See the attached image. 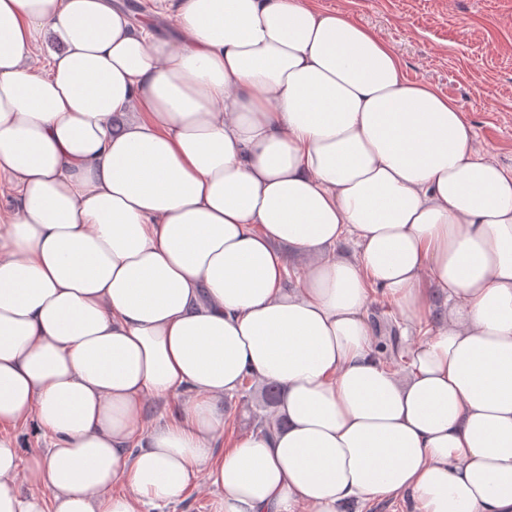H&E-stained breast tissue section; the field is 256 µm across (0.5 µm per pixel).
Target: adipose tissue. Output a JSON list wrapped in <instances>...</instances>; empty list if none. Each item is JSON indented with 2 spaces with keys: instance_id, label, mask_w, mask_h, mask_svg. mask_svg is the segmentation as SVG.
<instances>
[{
  "instance_id": "obj_1",
  "label": "adipose tissue",
  "mask_w": 512,
  "mask_h": 512,
  "mask_svg": "<svg viewBox=\"0 0 512 512\" xmlns=\"http://www.w3.org/2000/svg\"><path fill=\"white\" fill-rule=\"evenodd\" d=\"M0 187V512H155L204 472L219 512H512V168L369 29L0 0ZM375 290L409 325L447 309L406 372ZM248 376L284 424L216 451ZM367 315L374 331L375 336L373 337L375 344L382 341L376 346L381 354L383 362L390 368H394L402 363H407V357L404 356V360L399 359L395 346L392 345L389 348L388 344L390 345V336L395 335L399 349L404 350L406 345L413 344L424 337L423 332L418 329L423 325L412 328V334H409L411 336H407L408 340L405 342L403 336H401L403 327L402 325H399L400 317L396 312L395 307L390 301L380 297V295L376 293L371 294ZM384 341L388 344L383 343ZM179 399L169 397L165 399L149 400L150 411L144 419V426L151 427L157 423L162 424L175 413ZM357 510H360L359 512H409L408 506L399 499H374L347 508V512Z\"/></svg>"
}]
</instances>
